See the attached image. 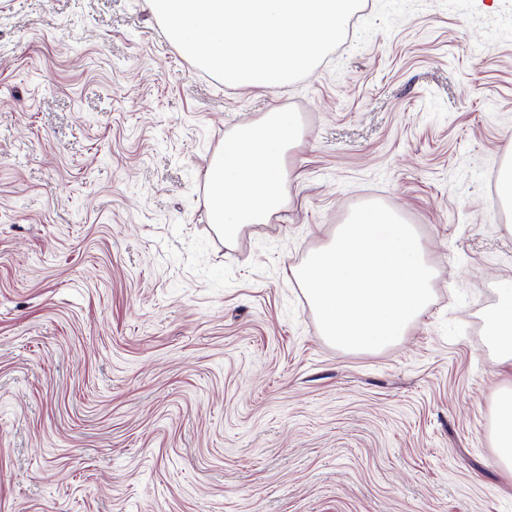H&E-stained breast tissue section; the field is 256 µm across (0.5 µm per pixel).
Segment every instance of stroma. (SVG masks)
Masks as SVG:
<instances>
[{
  "mask_svg": "<svg viewBox=\"0 0 512 512\" xmlns=\"http://www.w3.org/2000/svg\"><path fill=\"white\" fill-rule=\"evenodd\" d=\"M273 107L287 203L224 241L205 169ZM510 155L512 0H365L268 92L145 0H0V512H512L484 337ZM364 201L438 276L403 343L346 354L290 270Z\"/></svg>",
  "mask_w": 512,
  "mask_h": 512,
  "instance_id": "stroma-1",
  "label": "stroma"
}]
</instances>
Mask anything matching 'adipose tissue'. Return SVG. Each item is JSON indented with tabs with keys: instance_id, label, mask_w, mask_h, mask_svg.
Listing matches in <instances>:
<instances>
[{
	"instance_id": "1",
	"label": "adipose tissue",
	"mask_w": 512,
	"mask_h": 512,
	"mask_svg": "<svg viewBox=\"0 0 512 512\" xmlns=\"http://www.w3.org/2000/svg\"><path fill=\"white\" fill-rule=\"evenodd\" d=\"M301 139L294 113L274 108L252 125L225 134L205 171L209 221L231 241L247 227L269 223L285 203V159ZM486 318V335L497 361L512 368V285L500 286ZM492 444L502 474L512 479V384L493 403Z\"/></svg>"
}]
</instances>
